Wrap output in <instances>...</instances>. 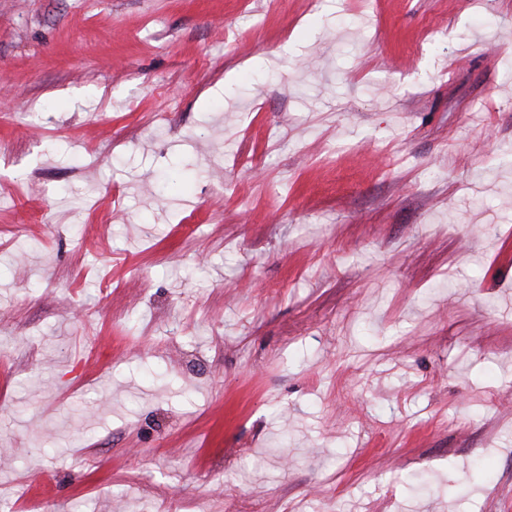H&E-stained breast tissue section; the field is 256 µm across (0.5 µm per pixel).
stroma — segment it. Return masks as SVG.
<instances>
[{
  "label": "stroma",
  "mask_w": 512,
  "mask_h": 512,
  "mask_svg": "<svg viewBox=\"0 0 512 512\" xmlns=\"http://www.w3.org/2000/svg\"><path fill=\"white\" fill-rule=\"evenodd\" d=\"M0 512H512V0H0Z\"/></svg>",
  "instance_id": "stroma-1"
}]
</instances>
